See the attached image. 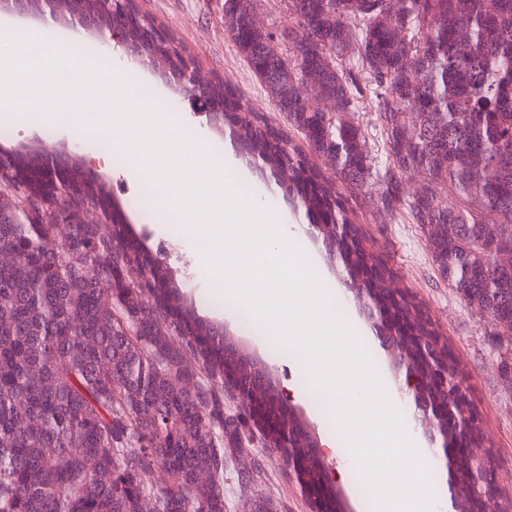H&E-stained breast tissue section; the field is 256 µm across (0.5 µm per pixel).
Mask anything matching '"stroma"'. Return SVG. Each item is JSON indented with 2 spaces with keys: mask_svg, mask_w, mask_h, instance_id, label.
<instances>
[{
  "mask_svg": "<svg viewBox=\"0 0 512 512\" xmlns=\"http://www.w3.org/2000/svg\"><path fill=\"white\" fill-rule=\"evenodd\" d=\"M135 8L139 15L153 20L183 45L194 57L206 82L222 84L268 116L273 127L293 144H302V136L276 110L266 87L225 32L224 0H135ZM354 119L365 134L375 166L383 167L384 138L372 96L359 98ZM200 124L211 137L214 149L230 148L243 179L270 191L277 207L291 222L303 226L314 222V215L306 212L299 194L289 189L287 179L254 161L228 127H214L205 118ZM38 139L54 145L58 155L76 156L81 167H89L87 154L73 153L65 134L48 133L41 127L14 126L10 138L0 139V151H15ZM102 177L110 188L113 220L131 229L134 238L164 263L180 302L192 308L204 325L227 328L245 353L257 357L272 370L283 390L294 391L290 403L314 435L320 439L330 435L331 429L317 413L295 360L264 336L244 331L239 318L227 311L223 303L209 300L207 285L197 274L199 261L185 247L186 232L179 228L161 231L155 221L134 207V200L141 195L139 188L113 171L103 172ZM381 193L382 187L376 183L365 195L348 201V217L365 248L392 270L393 285L414 300L446 343L480 415L481 430L488 438L494 499L502 504L512 503V386L505 382L501 371V362L512 354V345L500 337L487 315L458 298L432 262L426 230L412 223L407 210H387ZM224 454V512H257L261 502L267 504L269 512H312L294 472L279 452L266 448L257 427L248 426L243 445L225 446Z\"/></svg>",
  "mask_w": 512,
  "mask_h": 512,
  "instance_id": "stroma-1",
  "label": "stroma"
}]
</instances>
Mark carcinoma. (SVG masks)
Wrapping results in <instances>:
<instances>
[{"instance_id": "carcinoma-1", "label": "carcinoma", "mask_w": 512, "mask_h": 512, "mask_svg": "<svg viewBox=\"0 0 512 512\" xmlns=\"http://www.w3.org/2000/svg\"><path fill=\"white\" fill-rule=\"evenodd\" d=\"M250 0H224V31L307 149L289 148L265 116L219 85L200 95L241 113L233 134L275 173L334 207L374 180L383 204L408 210L440 276L490 320L512 323V267L493 265L487 223L512 241V0H288L293 63L268 49ZM155 63L182 79L195 59L172 36ZM374 85L387 167L373 175L354 121ZM333 102L311 108L309 96ZM333 155L327 179H310L307 153ZM427 187L406 195L401 175ZM0 182L19 205L0 212V512H224V441L242 443L250 417L224 419V335L175 303L166 267L125 244L124 226L82 222L59 196L19 186L8 160ZM454 191L457 207L439 192ZM90 265L96 275L81 268ZM420 336L432 322L407 296ZM164 468L169 484L152 485Z\"/></svg>"}]
</instances>
